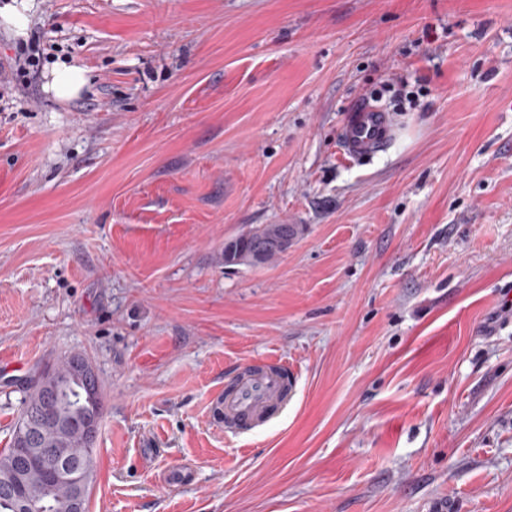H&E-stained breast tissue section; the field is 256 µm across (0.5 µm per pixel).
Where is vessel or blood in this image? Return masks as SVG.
I'll use <instances>...</instances> for the list:
<instances>
[{
	"label": "vessel or blood",
	"instance_id": "vessel-or-blood-1",
	"mask_svg": "<svg viewBox=\"0 0 512 512\" xmlns=\"http://www.w3.org/2000/svg\"><path fill=\"white\" fill-rule=\"evenodd\" d=\"M394 136L390 113L370 99L351 103L339 136L343 156L363 161L387 147ZM296 393V375L281 362L247 367L227 379L212 410L224 414L226 427L249 431L276 417Z\"/></svg>",
	"mask_w": 512,
	"mask_h": 512
}]
</instances>
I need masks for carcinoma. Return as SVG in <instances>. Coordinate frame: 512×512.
I'll list each match as a JSON object with an SVG mask.
<instances>
[{
  "label": "carcinoma",
  "instance_id": "cac0c4a2",
  "mask_svg": "<svg viewBox=\"0 0 512 512\" xmlns=\"http://www.w3.org/2000/svg\"><path fill=\"white\" fill-rule=\"evenodd\" d=\"M260 234L246 231L224 242V265L259 267L268 265L287 248L280 240L290 232L299 238L300 224H261ZM53 382L65 391L61 415L50 401L52 387L36 380L28 391L20 420L13 431L10 447L0 452V512H21L27 503L29 512H73L77 500L88 504L94 482V445L83 435V423L102 417V385L98 374L84 380L73 376L70 359L52 365ZM28 423V446L16 437ZM59 448L55 458H46L40 449Z\"/></svg>",
  "mask_w": 512,
  "mask_h": 512
}]
</instances>
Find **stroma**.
Listing matches in <instances>:
<instances>
[{
	"mask_svg": "<svg viewBox=\"0 0 512 512\" xmlns=\"http://www.w3.org/2000/svg\"><path fill=\"white\" fill-rule=\"evenodd\" d=\"M8 4L0 449L39 368L81 353L89 512H512V0ZM57 61L77 97L45 91ZM358 97L398 130L361 163ZM259 224L306 232L225 265ZM276 360L294 401L225 433V372ZM49 77L45 90L64 100L78 96L87 83L84 70L66 62L54 64ZM257 228L260 230L258 236L251 235L249 230L225 241V265H268L288 250L280 243L287 232H291L297 240L304 231L302 224H261ZM260 243L264 246L256 256V248Z\"/></svg>",
	"mask_w": 512,
	"mask_h": 512,
	"instance_id": "1",
	"label": "stroma"
}]
</instances>
